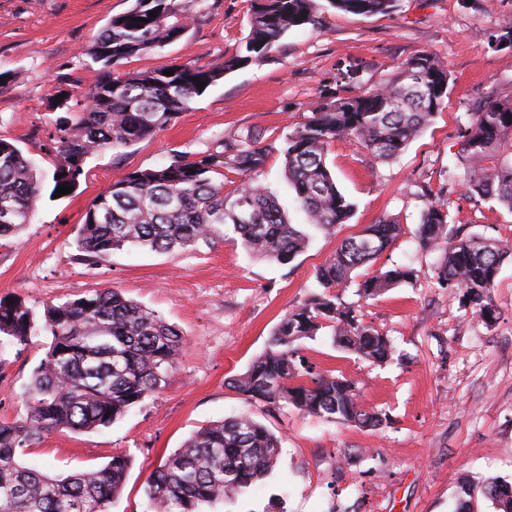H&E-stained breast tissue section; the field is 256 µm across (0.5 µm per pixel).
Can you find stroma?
I'll use <instances>...</instances> for the list:
<instances>
[{
	"mask_svg": "<svg viewBox=\"0 0 512 512\" xmlns=\"http://www.w3.org/2000/svg\"><path fill=\"white\" fill-rule=\"evenodd\" d=\"M132 3L0 0V136L43 172L52 173L54 160L38 143L70 117L51 110L50 97L62 86L84 101L93 81L84 51ZM189 7L185 35L131 59L127 69L208 65L234 52L249 31L248 0H190ZM317 14V29L289 31L272 57L225 75L153 138L90 158L71 194L51 197L52 184L44 182L33 224L0 241V300L23 301L39 314L46 304L112 288L156 311L186 339L155 397L110 428L59 429L24 451L25 462L53 475L129 454L132 465L111 512H150L149 473L201 427L239 414L280 436L277 462L231 503L205 504L201 512H455L463 479L512 482V257L489 292L496 317L488 322L437 288L440 254L421 250L415 238L423 208L439 196L464 233L512 242V213L468 196L449 174L468 113L490 91L512 94V45L497 41L512 32V0H400L393 13L374 16L317 0ZM422 51L451 74L445 108L392 160H378L352 140L331 144L327 163L355 203L354 215L335 232L313 233L291 263L252 255L230 232L174 254L125 248L97 263L79 255L75 238L86 208L126 172L156 167L178 152L195 156L227 138L284 139L316 105L389 80ZM260 180L290 222L303 223L281 156L268 158ZM385 219L398 221L402 233L357 276L409 266L413 280L367 300L352 285L338 294L391 338L393 360L374 364L345 352L328 328L301 349L316 369L355 380L361 404L386 414L388 423L343 425L250 402L230 388L283 316L320 293L315 273L338 244ZM47 343L44 336L25 346L0 342V421L25 417L24 395Z\"/></svg>",
	"mask_w": 512,
	"mask_h": 512,
	"instance_id": "35a3bbf8",
	"label": "stroma"
}]
</instances>
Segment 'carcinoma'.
Masks as SVG:
<instances>
[{
	"label": "carcinoma",
	"instance_id": "1",
	"mask_svg": "<svg viewBox=\"0 0 512 512\" xmlns=\"http://www.w3.org/2000/svg\"><path fill=\"white\" fill-rule=\"evenodd\" d=\"M314 2L250 0L249 32L231 55L207 66L133 72L121 70L125 61L180 39L192 20L184 0H134L85 50L98 65L87 102L40 145L55 160L53 189L64 183L77 187L91 157L134 146L166 128L203 94L194 78L210 87L268 59L289 30L316 27ZM327 2L340 11L377 15L394 12L398 0ZM167 69L173 75L164 74ZM449 87L448 69L423 51L389 82L317 105L280 143L224 139L193 159L175 153L154 169L129 171L90 202L76 247L99 262L126 246L179 252L230 230L254 256L289 264L305 250L309 235L288 221L278 198L258 180L268 157L275 152L283 157L308 225L328 233L348 223L355 211L327 167L331 143L354 139L373 157L393 159L442 111ZM461 138L458 161L466 193L512 213V96L488 93L483 106L470 113ZM226 171L245 175L230 193L224 192ZM40 190L33 160L0 138V239L32 222ZM401 231L400 224L381 220L343 239L316 271L323 292L288 312L263 352L230 386L250 401L355 426L382 425L386 417L364 408L353 379L316 369L298 343L329 326L340 348L376 363L391 358L392 340L331 289L353 281V273L389 249ZM416 236L422 249L443 254L435 268L438 287L462 294L473 314L493 319L488 293L504 259L512 256V245L462 234L441 198L428 201ZM413 276L411 267H394L358 281L357 292L371 298ZM2 336L20 345L46 336L49 345L25 393V419L0 421V512H110L131 465L128 455L114 453L101 468L67 475L48 474L21 456L47 432L108 428L157 394L175 368L184 336L112 288L50 304L40 321L23 302L0 300ZM278 454V437L249 415L211 422L151 471L149 503L153 512H198L201 504L229 501L260 481ZM482 494L498 512H512V483L488 478Z\"/></svg>",
	"mask_w": 512,
	"mask_h": 512
}]
</instances>
